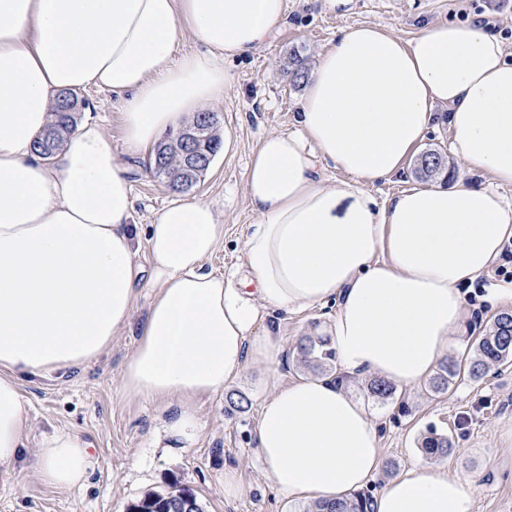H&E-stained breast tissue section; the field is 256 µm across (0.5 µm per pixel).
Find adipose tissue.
<instances>
[{"mask_svg":"<svg viewBox=\"0 0 512 512\" xmlns=\"http://www.w3.org/2000/svg\"><path fill=\"white\" fill-rule=\"evenodd\" d=\"M285 0H0V467L32 432L21 379L96 361L137 328L124 395L179 403L171 436L195 427L192 401L222 390L247 362L273 366L279 339L256 335L264 309L300 313L336 302V376L276 384L255 452L288 502L330 504L374 480L381 450L366 405L346 392L371 375L413 387L448 350L473 283L512 239V53L489 26L437 22L406 38L376 24L343 29L320 52L297 102V132L267 135L245 189L258 215L237 282L207 271L224 226L204 201L132 224L127 170L105 129L80 122L51 158L33 150L60 93L90 87L123 102L126 150L151 159L159 136L224 96L227 60L270 41ZM201 52L174 59L184 32ZM462 165L492 187L412 186L400 176L439 108ZM342 179L328 182L320 164ZM147 244L152 270L135 264ZM152 299L141 323V288ZM89 445L42 437L47 485L84 481ZM478 479L418 459L382 481L375 512H474Z\"/></svg>","mask_w":512,"mask_h":512,"instance_id":"obj_1","label":"adipose tissue"}]
</instances>
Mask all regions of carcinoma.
I'll list each match as a JSON object with an SVG mask.
<instances>
[{"label":"carcinoma","mask_w":512,"mask_h":512,"mask_svg":"<svg viewBox=\"0 0 512 512\" xmlns=\"http://www.w3.org/2000/svg\"><path fill=\"white\" fill-rule=\"evenodd\" d=\"M286 74L294 83L307 77V69L303 58L297 53L289 55L285 62ZM79 112L78 96L73 92L62 93L53 108L54 121L44 134L34 142V150L41 156L51 157L59 148L65 135L72 131ZM203 126L205 130L194 141L197 157L207 162L215 158L223 148L221 121L213 120L207 112L197 113L189 127ZM179 156L172 140L160 142L154 151L153 169L165 179L171 176L169 166L176 164ZM417 171L432 177L447 171L444 157L437 151L425 152L421 156V165ZM473 353L466 363L453 358L440 367V371L431 381L434 392H445L457 381L468 378L480 380L492 369L512 362V312H501L495 316L493 323L485 333L471 344ZM300 358L304 362H319L332 359L333 352L327 349V342L311 336L303 338L299 344ZM370 394L387 401L394 397L395 386L381 379H373L368 384ZM421 448L432 456H448L455 451L452 439L431 429L421 442ZM186 504L185 490H172L167 493H154L131 503L127 512H184ZM310 512H374L373 495L370 491H361L350 500L319 506Z\"/></svg>","instance_id":"obj_1"}]
</instances>
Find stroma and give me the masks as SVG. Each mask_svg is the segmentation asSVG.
<instances>
[{"instance_id": "35a3bbf8", "label": "stroma", "mask_w": 512, "mask_h": 512, "mask_svg": "<svg viewBox=\"0 0 512 512\" xmlns=\"http://www.w3.org/2000/svg\"><path fill=\"white\" fill-rule=\"evenodd\" d=\"M494 20L495 31L512 50V0H349L330 9L326 0H286V18L270 42L244 58L230 61L235 75L223 99L210 104L231 132V144L220 152L200 182L177 193L147 173L142 160L125 149L122 103L106 90L79 91L84 106L80 119L103 125L112 149L129 170L133 213L138 226L173 202L205 201L224 220V240L205 267L224 276L241 275L243 243L257 214L245 192V175L253 151L274 131L295 130L294 103L301 88L289 85L282 67L289 53L314 66L318 53L349 26L372 23L413 37L431 22ZM512 312V302L496 305L475 300L448 354L460 357L470 341L482 335L494 317ZM336 314L327 304L300 314L263 316L262 325L276 324L284 348L277 370L247 363L241 376L223 392L195 399L198 430L181 447L156 445L162 413L151 402L127 399L121 389L126 362L137 336L126 331L88 366L67 373L29 376L22 394L33 431L13 470L0 468V512H126L149 492L171 485L190 490L204 512H307L304 503L281 500L253 451V434L263 400L274 381L302 375L326 376L333 363L303 364L297 346L306 336H327ZM368 376L351 381L348 392L367 403L376 425L383 468L389 478L417 459L429 428L449 435L457 448L446 458L449 474L478 475L475 512H512V460L494 445L498 431L512 425V365L492 370L480 381L465 380L435 393L427 384L401 387L386 402L367 391ZM75 433L90 443L93 465L83 486L59 489L36 477L32 465L41 437ZM234 469L245 486L242 496L224 495V471Z\"/></svg>"}]
</instances>
